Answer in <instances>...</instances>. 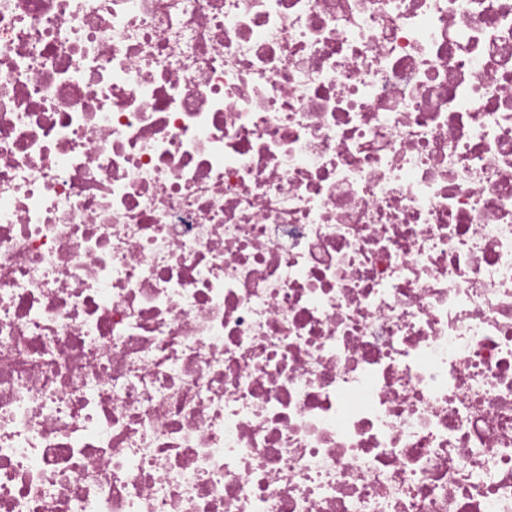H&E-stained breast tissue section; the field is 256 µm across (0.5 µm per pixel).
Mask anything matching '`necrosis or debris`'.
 Instances as JSON below:
<instances>
[{
  "label": "necrosis or debris",
  "mask_w": 512,
  "mask_h": 512,
  "mask_svg": "<svg viewBox=\"0 0 512 512\" xmlns=\"http://www.w3.org/2000/svg\"><path fill=\"white\" fill-rule=\"evenodd\" d=\"M0 512H512V0H0Z\"/></svg>",
  "instance_id": "obj_1"
}]
</instances>
